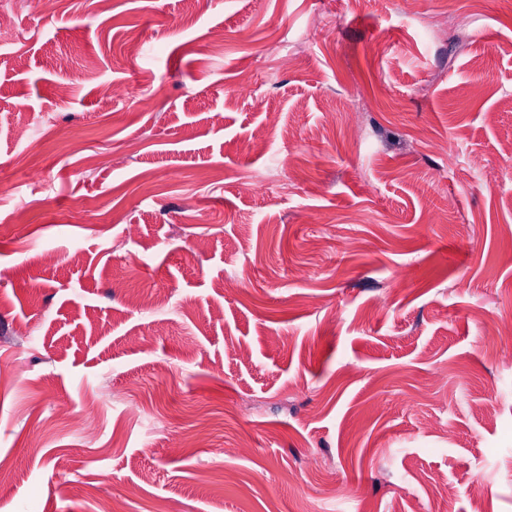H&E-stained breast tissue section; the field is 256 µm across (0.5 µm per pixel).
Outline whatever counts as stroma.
Masks as SVG:
<instances>
[{"mask_svg": "<svg viewBox=\"0 0 512 512\" xmlns=\"http://www.w3.org/2000/svg\"><path fill=\"white\" fill-rule=\"evenodd\" d=\"M406 7L23 0L0 40V512H471L478 474L512 512V336L488 333L512 320V0Z\"/></svg>", "mask_w": 512, "mask_h": 512, "instance_id": "stroma-1", "label": "stroma"}]
</instances>
